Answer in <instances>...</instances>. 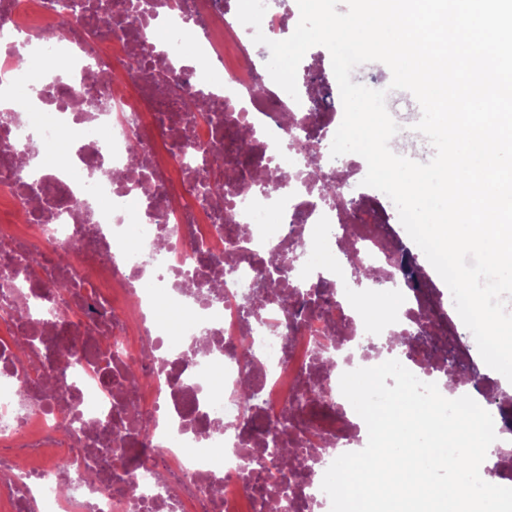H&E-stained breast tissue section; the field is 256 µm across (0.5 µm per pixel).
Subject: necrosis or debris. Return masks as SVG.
I'll list each match as a JSON object with an SVG mask.
<instances>
[{"instance_id":"4bbe7bcc","label":"necrosis or debris","mask_w":512,"mask_h":512,"mask_svg":"<svg viewBox=\"0 0 512 512\" xmlns=\"http://www.w3.org/2000/svg\"><path fill=\"white\" fill-rule=\"evenodd\" d=\"M0 15L40 39L45 66L68 72H18L14 43L0 44L10 88L39 84L26 115L0 127V199L26 224L0 279V501L10 512H268L272 500L278 512H330L326 469L368 441L341 375L389 359L416 370L387 339L420 318L447 326L398 272L379 213L325 201L307 175L309 152L331 176L351 171L353 155L331 157L325 113L252 59L254 30L224 0H150L146 21L109 34L61 28L51 0H0ZM89 63L126 77L96 81ZM161 71L183 97L204 96L205 112L161 106ZM241 124L250 137L229 143ZM31 134L64 143L65 162L29 157ZM215 153L235 205L230 233L223 207L190 191ZM270 168L294 182H262ZM273 254L298 255L289 287L329 291L328 313L262 298L246 315L240 304ZM332 319L344 352L318 354ZM101 336L121 343L107 363ZM244 336L247 365L233 350ZM249 366L255 407L240 395ZM283 418L281 440L307 446L284 486L256 480L254 462Z\"/></svg>"}]
</instances>
